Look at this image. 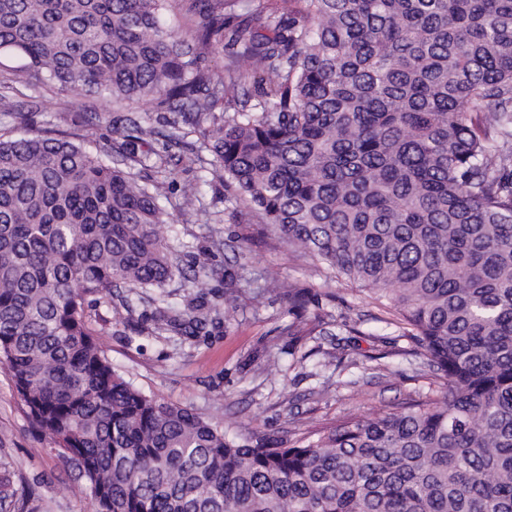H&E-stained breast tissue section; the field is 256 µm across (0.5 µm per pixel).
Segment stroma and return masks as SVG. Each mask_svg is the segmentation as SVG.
Here are the masks:
<instances>
[{
    "mask_svg": "<svg viewBox=\"0 0 512 512\" xmlns=\"http://www.w3.org/2000/svg\"><path fill=\"white\" fill-rule=\"evenodd\" d=\"M51 98L48 107L33 91L0 100V134L65 131L108 160L132 123L154 127L147 150L172 158L173 184L164 206L174 216L175 251L187 269L197 254L209 253L213 271L205 300L234 305L233 312L220 314L188 338L160 328L152 302L115 311L99 300L88 326L136 388L203 418L223 419L225 430L241 442L263 434L288 439L315 422L371 417L441 390L442 379L418 365L414 343L385 328V309L357 286L326 277L319 264L288 249L256 213L229 201L223 179L211 169L188 164V157L203 148L193 137L170 144V113L100 100L77 112L71 92ZM10 109L24 112L26 125L7 117ZM188 183L197 184L198 200L184 199ZM270 270L308 291L304 317L321 320V335H289L288 298L266 283ZM352 326L358 335L349 334ZM47 446L27 418L8 368L0 364V471L8 470L35 491L20 501L21 512H92L89 499L72 492L68 466Z\"/></svg>",
    "mask_w": 512,
    "mask_h": 512,
    "instance_id": "1",
    "label": "stroma"
}]
</instances>
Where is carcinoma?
Segmentation results:
<instances>
[{
	"label": "carcinoma",
	"instance_id": "obj_1",
	"mask_svg": "<svg viewBox=\"0 0 512 512\" xmlns=\"http://www.w3.org/2000/svg\"><path fill=\"white\" fill-rule=\"evenodd\" d=\"M0 0V89L150 102L289 248L387 301L444 380L373 419L240 444L112 365L86 303L186 277L169 176L65 133L0 135V363L93 512H512V0ZM250 6L256 35L234 21ZM230 36L220 71L197 63ZM207 256L191 282L203 287ZM288 335L312 336L288 286ZM199 304L187 331L219 315ZM0 473V512L15 510Z\"/></svg>",
	"mask_w": 512,
	"mask_h": 512
}]
</instances>
